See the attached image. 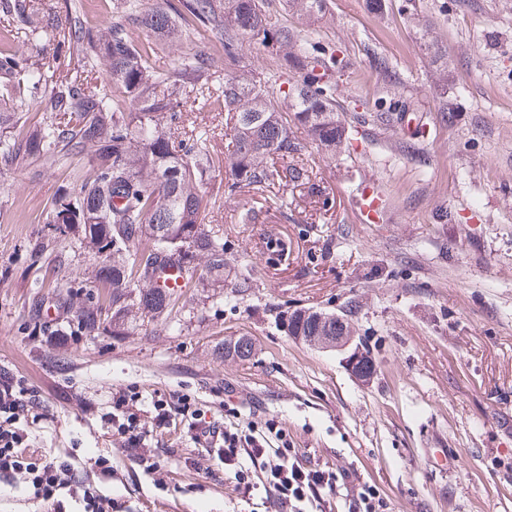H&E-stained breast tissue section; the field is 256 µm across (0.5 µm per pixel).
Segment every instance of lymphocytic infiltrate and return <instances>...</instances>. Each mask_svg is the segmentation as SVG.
Instances as JSON below:
<instances>
[{"label":"lymphocytic infiltrate","mask_w":512,"mask_h":512,"mask_svg":"<svg viewBox=\"0 0 512 512\" xmlns=\"http://www.w3.org/2000/svg\"><path fill=\"white\" fill-rule=\"evenodd\" d=\"M38 401L12 381L0 383V476L25 473L31 477L35 500L62 504L79 498L82 512H112L111 498L99 494L96 477L112 470L110 458L98 457L86 466L75 460L26 453L19 421ZM141 397L136 390L121 389L112 396L114 413L109 422L123 445L137 452L147 445V433L138 423ZM202 437L216 436L225 464L233 468L237 484L245 490L264 491L275 498L282 512H315L323 494H343L344 512H390L387 499L376 486L362 482L356 472L321 467L304 460L276 421L264 430L244 432L237 427L215 431L207 427Z\"/></svg>","instance_id":"f902f5d3"}]
</instances>
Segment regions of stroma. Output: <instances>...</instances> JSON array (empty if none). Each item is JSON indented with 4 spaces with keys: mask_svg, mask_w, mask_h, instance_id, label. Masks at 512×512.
I'll return each instance as SVG.
<instances>
[{
    "mask_svg": "<svg viewBox=\"0 0 512 512\" xmlns=\"http://www.w3.org/2000/svg\"><path fill=\"white\" fill-rule=\"evenodd\" d=\"M287 19L313 55L335 58L347 134L335 154L308 148L309 184L232 194L224 115L194 113L216 153L205 226L224 245V270L184 288L171 313L140 316L119 336L78 332L99 256L47 216L62 183L94 171L81 155L0 159V376L51 393L28 413L26 443L80 462L110 456L96 484L112 512H276L264 494L242 493L180 412L149 445L163 468L134 458L106 421L113 393L133 388L187 397L218 425L228 403L240 429L277 420L303 457L357 470L392 512H512V0H384L379 11L328 0L318 16ZM196 51L223 70L222 49L193 32L159 43L156 64ZM372 55L392 82L369 67ZM49 119L44 101L27 99L0 114V133ZM368 181L383 198L372 224L355 203ZM70 287L74 299L59 300ZM36 299L63 345L32 333ZM353 299L374 361L365 378L346 350L283 325ZM244 338L249 357L223 354ZM48 355L65 370H47ZM443 454L462 466L440 469ZM0 512L54 507L33 500L19 473L0 478Z\"/></svg>",
    "mask_w": 512,
    "mask_h": 512,
    "instance_id": "1",
    "label": "stroma"
}]
</instances>
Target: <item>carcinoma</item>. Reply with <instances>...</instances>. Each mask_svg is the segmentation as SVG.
<instances>
[{
    "label": "carcinoma",
    "mask_w": 512,
    "mask_h": 512,
    "mask_svg": "<svg viewBox=\"0 0 512 512\" xmlns=\"http://www.w3.org/2000/svg\"><path fill=\"white\" fill-rule=\"evenodd\" d=\"M284 9L299 15L324 12L326 0H283ZM117 11L168 43L201 29L224 51V75L211 71L201 52L188 53L173 70L156 66L157 44L128 39L122 26L95 28L80 9H43L37 0H0V22L25 44H43L48 60L13 50L0 52V108L14 109L26 97H47L54 119L29 132L22 141L0 139V157L24 150L55 157L59 150L85 153L96 177L76 191L60 186L49 223L65 231L80 225L86 239L112 250V264L100 267L98 280L111 285L98 304L77 315L78 328L100 336L117 334L130 323L131 308L155 315L169 313L179 300L157 287L154 272L174 260L185 263L186 283L224 268V245L204 228L202 189L213 167L207 132L177 121L187 104L225 114L229 128L227 162L230 188L263 191L280 179L276 164L290 161L285 172L298 180L308 173L304 142L292 131L334 152L345 127L336 100L322 78L336 61L309 55L300 34L272 21L269 0H178L166 8L142 12L139 0H116ZM257 41L306 80L294 85L286 107L276 100L280 72L240 68L243 43ZM78 66L70 67L72 60ZM154 241L148 251L133 247L142 238ZM353 308L333 318L320 311L288 316L294 337L332 336L348 341L354 333ZM352 369L372 372L369 352L354 348Z\"/></svg>",
    "instance_id": "carcinoma-1"
}]
</instances>
